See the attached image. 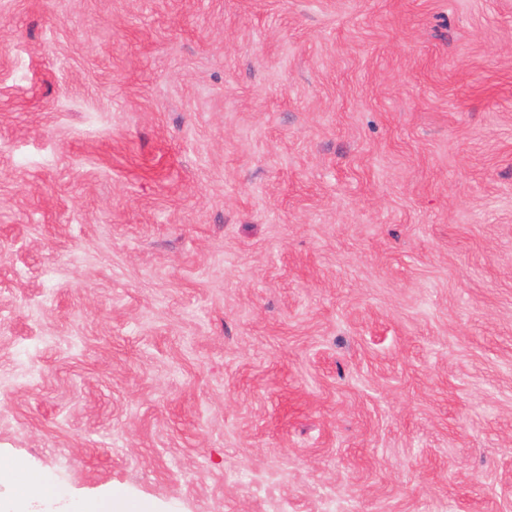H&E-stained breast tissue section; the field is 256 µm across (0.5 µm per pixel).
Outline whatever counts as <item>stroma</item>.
Wrapping results in <instances>:
<instances>
[{"label": "stroma", "instance_id": "1", "mask_svg": "<svg viewBox=\"0 0 512 512\" xmlns=\"http://www.w3.org/2000/svg\"><path fill=\"white\" fill-rule=\"evenodd\" d=\"M1 455L512 512V0H0Z\"/></svg>", "mask_w": 512, "mask_h": 512}]
</instances>
